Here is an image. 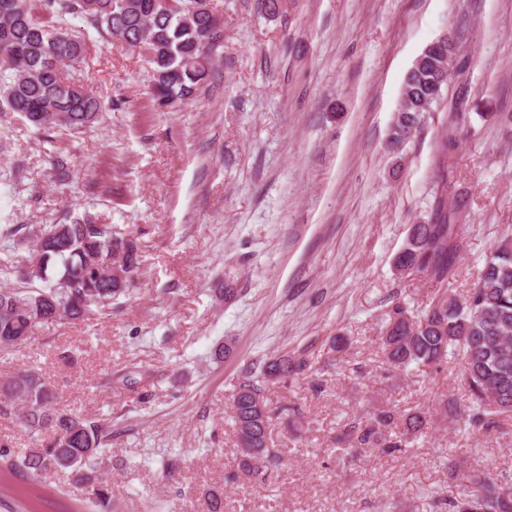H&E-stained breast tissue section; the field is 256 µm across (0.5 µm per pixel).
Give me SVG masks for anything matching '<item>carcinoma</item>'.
Returning a JSON list of instances; mask_svg holds the SVG:
<instances>
[{
    "instance_id": "obj_1",
    "label": "carcinoma",
    "mask_w": 512,
    "mask_h": 512,
    "mask_svg": "<svg viewBox=\"0 0 512 512\" xmlns=\"http://www.w3.org/2000/svg\"><path fill=\"white\" fill-rule=\"evenodd\" d=\"M0 0V107L44 130L80 132L102 112L99 98L81 76L65 67L82 64L94 33L148 59L154 103L168 107L193 100L210 78L224 40V22L212 0ZM80 17L86 31L76 34L69 20ZM434 72L416 70L403 87L389 143L402 146L421 127L424 113L438 99H425ZM463 225L459 207L438 205L433 222L414 224L396 258L401 270L444 283L459 270ZM47 241L27 248L17 231L4 234L0 275L16 286L0 288V351L26 344L34 329L49 320L81 321L112 309V300L129 291L141 266L137 244L112 225L87 212L66 216L46 227ZM21 261L13 256L23 249ZM380 348L394 369L411 364L437 368L458 351L468 386L469 423L490 424L489 416L512 412V233L502 235L472 288L460 299L442 295L422 316L402 303L386 313ZM313 369L305 352L282 354L265 362L234 386L232 418L239 447L237 467L255 480L280 464L269 447L273 415L261 394L263 382H295ZM21 403L19 418L36 444L18 458L39 475L69 469L76 481L93 487L99 512H112V496L98 481L97 460L112 443V419L87 418L54 406V395L32 366L0 384V412ZM413 433L426 428L420 412L396 416L382 410L356 434L345 431L336 443L374 445L380 427L395 421ZM452 512H512V483L481 473L450 502Z\"/></svg>"
}]
</instances>
